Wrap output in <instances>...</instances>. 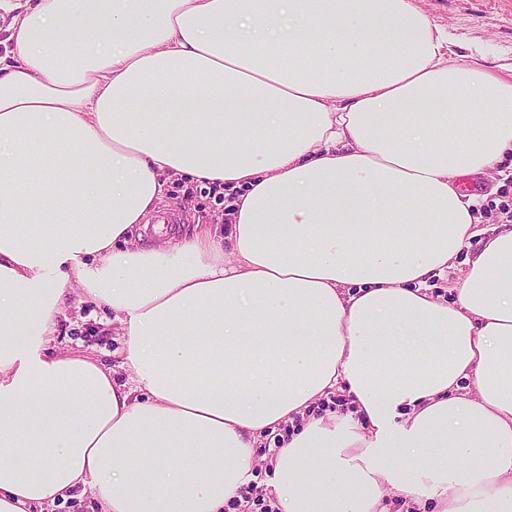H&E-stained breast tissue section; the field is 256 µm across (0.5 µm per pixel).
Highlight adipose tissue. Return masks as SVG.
Masks as SVG:
<instances>
[{"label":"adipose tissue","instance_id":"ef3b65f1","mask_svg":"<svg viewBox=\"0 0 512 512\" xmlns=\"http://www.w3.org/2000/svg\"><path fill=\"white\" fill-rule=\"evenodd\" d=\"M0 11V512H224L295 422L280 512H512V230L426 288L480 235L454 177L512 153V78L412 0ZM184 176L235 190L228 237L143 245ZM72 282L118 367L52 350ZM335 388L354 414H315ZM485 238V236H483ZM477 237L471 240L470 246L464 247L455 260L454 267L448 268L441 274H436L428 281L430 287L429 293L434 296H440L442 299L450 301L455 300L461 288L464 279V273L467 268L466 262L469 258H473L475 253L480 249L481 244ZM90 497L83 495L81 497H74L63 501L62 499L56 500L55 503H45L42 507H36L34 512H91Z\"/></svg>","mask_w":512,"mask_h":512}]
</instances>
